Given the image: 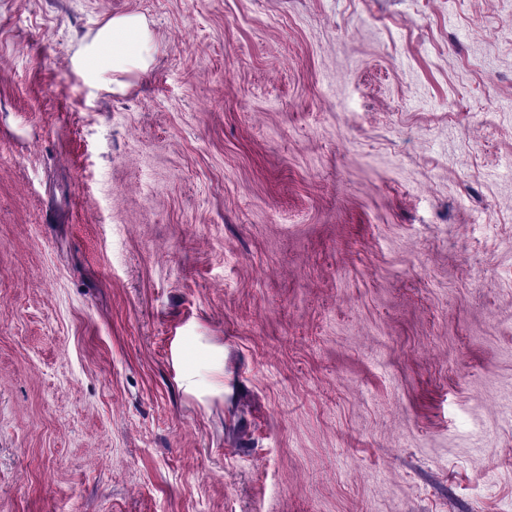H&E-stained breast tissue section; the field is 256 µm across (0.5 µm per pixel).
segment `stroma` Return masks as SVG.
<instances>
[{
    "instance_id": "35a3bbf8",
    "label": "stroma",
    "mask_w": 512,
    "mask_h": 512,
    "mask_svg": "<svg viewBox=\"0 0 512 512\" xmlns=\"http://www.w3.org/2000/svg\"><path fill=\"white\" fill-rule=\"evenodd\" d=\"M0 512H512V0H0ZM148 38V26L141 17H114L97 31L88 47L86 60L78 70L90 79L101 71L126 72L128 64L141 61L144 71L148 62L142 57V51Z\"/></svg>"
}]
</instances>
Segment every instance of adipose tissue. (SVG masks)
Returning <instances> with one entry per match:
<instances>
[{
    "label": "adipose tissue",
    "mask_w": 512,
    "mask_h": 512,
    "mask_svg": "<svg viewBox=\"0 0 512 512\" xmlns=\"http://www.w3.org/2000/svg\"><path fill=\"white\" fill-rule=\"evenodd\" d=\"M149 38L148 26L138 16L115 17L96 33L80 66L84 77L101 71L125 72L128 64L140 61Z\"/></svg>",
    "instance_id": "ef3b65f1"
}]
</instances>
